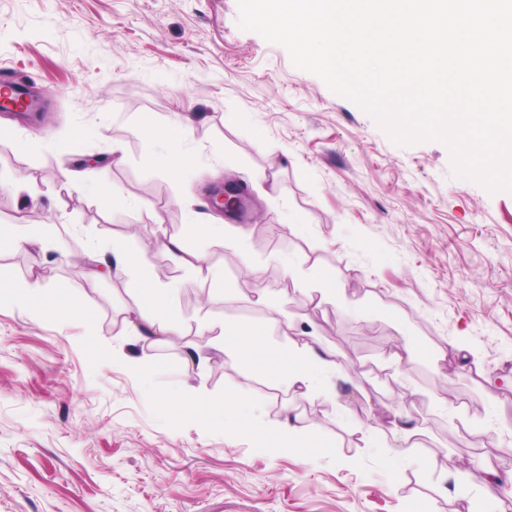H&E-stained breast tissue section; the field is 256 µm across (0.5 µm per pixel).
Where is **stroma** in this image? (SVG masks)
Masks as SVG:
<instances>
[{
    "label": "stroma",
    "mask_w": 512,
    "mask_h": 512,
    "mask_svg": "<svg viewBox=\"0 0 512 512\" xmlns=\"http://www.w3.org/2000/svg\"><path fill=\"white\" fill-rule=\"evenodd\" d=\"M238 19V0H0V73L45 112L34 129L0 114V229L77 230L72 247L0 244V285L49 299L0 300V512H496L502 486L467 460L512 458V193L454 177L441 142L395 144ZM186 117L193 160L174 167L147 128ZM95 154L96 191L70 190L65 170ZM227 177L251 217L223 244L186 213H209ZM91 237L146 275L103 272ZM151 281L172 284L179 321L161 343L125 329ZM240 327L330 350L340 371L295 392L225 347ZM299 399L322 416L279 442ZM220 405L250 406L256 431ZM397 414L421 431L398 464Z\"/></svg>",
    "instance_id": "1"
}]
</instances>
